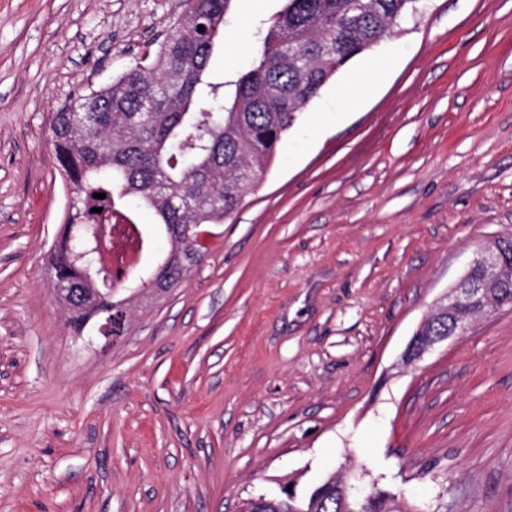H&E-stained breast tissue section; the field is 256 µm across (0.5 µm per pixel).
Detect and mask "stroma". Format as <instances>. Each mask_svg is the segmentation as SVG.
I'll use <instances>...</instances> for the list:
<instances>
[{"label": "stroma", "instance_id": "stroma-1", "mask_svg": "<svg viewBox=\"0 0 512 512\" xmlns=\"http://www.w3.org/2000/svg\"><path fill=\"white\" fill-rule=\"evenodd\" d=\"M282 0H234L215 74ZM179 0H0V512H239L341 473L416 512H512V305L403 354L486 241L512 237V0H426L300 112L167 297L153 211L114 345L46 277L68 194L49 117L111 83Z\"/></svg>", "mask_w": 512, "mask_h": 512}]
</instances>
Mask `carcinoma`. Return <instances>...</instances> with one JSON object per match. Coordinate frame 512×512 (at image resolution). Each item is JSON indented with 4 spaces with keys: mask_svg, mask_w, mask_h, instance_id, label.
I'll use <instances>...</instances> for the list:
<instances>
[{
    "mask_svg": "<svg viewBox=\"0 0 512 512\" xmlns=\"http://www.w3.org/2000/svg\"><path fill=\"white\" fill-rule=\"evenodd\" d=\"M231 2L181 0L191 23L164 38L152 63L136 64L106 87L89 84L52 113L50 141L70 194L52 258L63 287H87L88 264L74 257L71 241L108 221L125 198L152 209L164 225L171 251L154 277L178 287L181 262L206 255L201 227L233 218L299 109L422 8V0H286L269 26L255 29L259 49L251 69L226 82L209 63L224 41ZM110 299L104 291L69 310L71 326L81 332ZM511 304L510 277L482 310ZM448 324V315L433 314L426 335L446 336ZM251 512L398 510L387 492L372 487L354 496L330 475L306 491L260 495Z\"/></svg>",
    "mask_w": 512,
    "mask_h": 512,
    "instance_id": "1",
    "label": "carcinoma"
}]
</instances>
